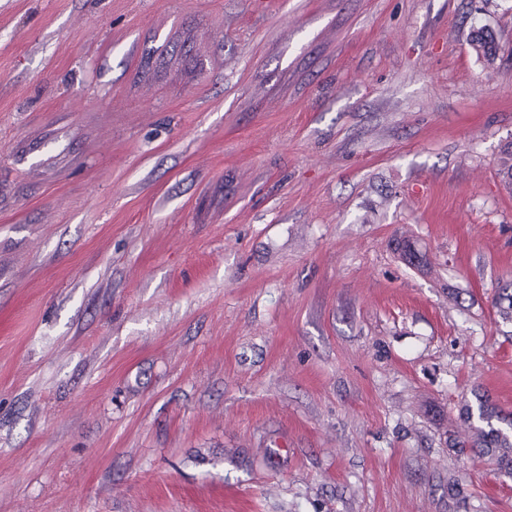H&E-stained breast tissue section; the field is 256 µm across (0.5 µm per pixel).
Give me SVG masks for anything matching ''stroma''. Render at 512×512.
I'll list each match as a JSON object with an SVG mask.
<instances>
[{
  "mask_svg": "<svg viewBox=\"0 0 512 512\" xmlns=\"http://www.w3.org/2000/svg\"><path fill=\"white\" fill-rule=\"evenodd\" d=\"M511 143L512 0H0V512H512ZM471 45L477 56L488 63L497 58L499 46L493 32L487 27L481 26L474 31ZM477 401L478 419L485 423V426L470 427L474 436L471 446L473 448H486L487 453L490 452V449L493 450V448H495V451L496 448L501 449L502 453L499 462L503 463L505 468L508 469V473L511 474L512 441L502 428L495 426L493 421L503 423L512 429V414L503 412L498 406L490 403L488 398L483 399V396H479Z\"/></svg>",
  "mask_w": 512,
  "mask_h": 512,
  "instance_id": "stroma-1",
  "label": "stroma"
}]
</instances>
